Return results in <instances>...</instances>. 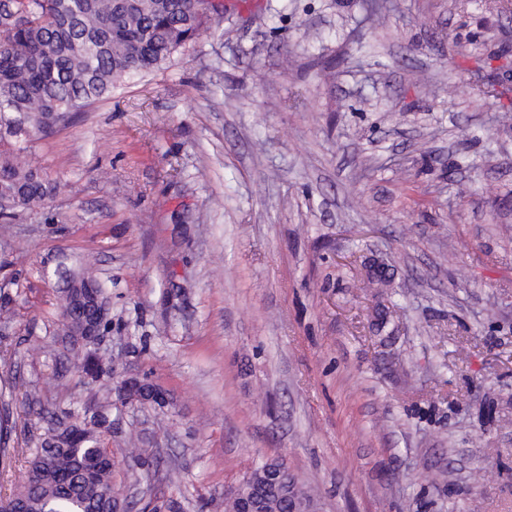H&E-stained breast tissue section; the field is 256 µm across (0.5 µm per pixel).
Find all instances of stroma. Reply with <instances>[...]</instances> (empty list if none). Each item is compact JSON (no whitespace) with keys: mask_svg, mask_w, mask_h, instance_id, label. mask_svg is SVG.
Wrapping results in <instances>:
<instances>
[{"mask_svg":"<svg viewBox=\"0 0 512 512\" xmlns=\"http://www.w3.org/2000/svg\"><path fill=\"white\" fill-rule=\"evenodd\" d=\"M225 2L223 35L19 158L57 189L0 238V495L35 450L28 398L95 395L127 512H224L271 459L315 512H512V12ZM62 251L106 285L88 390L47 333ZM129 379L167 404L123 401Z\"/></svg>","mask_w":512,"mask_h":512,"instance_id":"obj_1","label":"stroma"}]
</instances>
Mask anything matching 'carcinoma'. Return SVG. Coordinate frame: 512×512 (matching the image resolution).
Here are the masks:
<instances>
[{
    "label": "carcinoma",
    "mask_w": 512,
    "mask_h": 512,
    "mask_svg": "<svg viewBox=\"0 0 512 512\" xmlns=\"http://www.w3.org/2000/svg\"><path fill=\"white\" fill-rule=\"evenodd\" d=\"M224 10L204 0H0V198L34 210L54 186L44 171L13 158L33 150L127 79L164 70L174 55L216 33ZM90 255H64L72 282L103 284L87 274ZM88 421L69 409L48 412L27 480L14 496L30 512H122L112 485L110 404Z\"/></svg>",
    "instance_id": "1"
}]
</instances>
